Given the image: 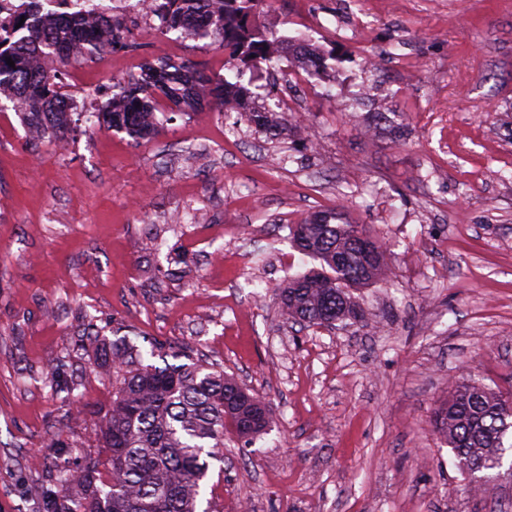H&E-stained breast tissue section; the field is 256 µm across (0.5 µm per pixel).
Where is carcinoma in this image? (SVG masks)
I'll return each instance as SVG.
<instances>
[{
  "label": "carcinoma",
  "instance_id": "1",
  "mask_svg": "<svg viewBox=\"0 0 512 512\" xmlns=\"http://www.w3.org/2000/svg\"><path fill=\"white\" fill-rule=\"evenodd\" d=\"M267 0H154L168 30L196 38H217L224 46V76L214 79L186 61L157 58L138 76L112 85V102L93 112L99 126L145 140L158 132L165 109L224 112L236 102L261 132L288 130L272 108H258L244 86L246 72L279 60L283 37L260 28L256 14ZM99 32L90 16L62 13L54 18L27 9L0 27V94L21 104L23 124L38 141H61L71 122L68 100L59 91L65 63L78 50L93 58L114 49L121 24L105 18ZM14 65L7 64V60ZM298 250L320 268L276 289L280 315L292 323L319 324L324 316L357 317L352 290L382 280L383 246L341 210L318 212L292 227ZM97 343L96 364L114 378L112 404L90 435L105 461L88 453L79 475L53 463L57 494L43 512H210L201 508L211 461L224 447V432L250 443L273 425L269 406L256 393L215 365L197 362L157 366L144 362L124 340ZM448 404L436 413V428L465 473L493 478L512 451V398L475 378L449 386Z\"/></svg>",
  "mask_w": 512,
  "mask_h": 512
}]
</instances>
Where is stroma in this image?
Segmentation results:
<instances>
[{
  "label": "stroma",
  "mask_w": 512,
  "mask_h": 512,
  "mask_svg": "<svg viewBox=\"0 0 512 512\" xmlns=\"http://www.w3.org/2000/svg\"><path fill=\"white\" fill-rule=\"evenodd\" d=\"M123 20L124 47L62 69L67 150L30 143L0 96V512H39L34 450L90 451L112 381L89 328L187 352L272 407L267 434L224 446L212 512H512V468L472 494L434 423L450 380L512 392V0H269L260 25L336 57L255 72L256 105L305 89L276 138L241 116L226 136L208 109L148 141L86 121L167 51L224 73L219 42ZM376 112L404 137L366 138ZM336 208L392 277L338 329L286 322L270 291L313 265L290 227Z\"/></svg>",
  "instance_id": "stroma-1"
}]
</instances>
